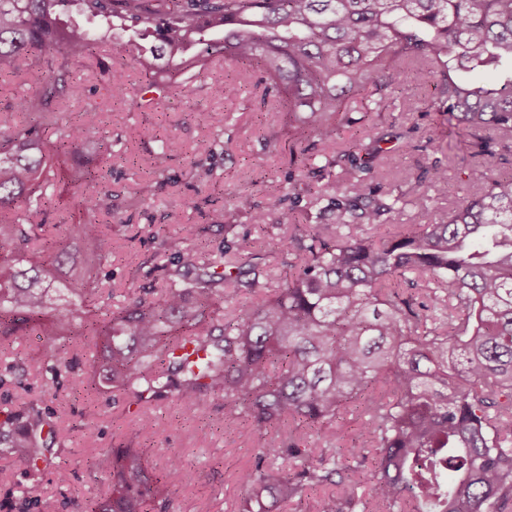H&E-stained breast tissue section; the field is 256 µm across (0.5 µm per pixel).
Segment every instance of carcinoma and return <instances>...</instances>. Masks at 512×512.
<instances>
[{"instance_id": "1", "label": "carcinoma", "mask_w": 512, "mask_h": 512, "mask_svg": "<svg viewBox=\"0 0 512 512\" xmlns=\"http://www.w3.org/2000/svg\"><path fill=\"white\" fill-rule=\"evenodd\" d=\"M67 0H0V73L36 71L18 108L56 123L63 91L82 97L74 61L94 45L80 25L59 22ZM154 38L138 58L137 92L114 98L149 106L194 84L214 56L241 68L219 87L237 96L261 73L266 94L313 137L353 139L325 160L328 188L299 209L307 227L259 244L204 254L178 250L160 288L112 302L95 270L112 237L94 214L110 211L107 168L74 163L82 217L69 235L87 245L81 263L37 220L61 171L96 131V109L54 141L0 110V344L45 336L28 369L55 382L66 342L91 350L78 378L90 392L107 382L143 409L159 396L189 413L214 395L224 423L263 440L241 472L240 512H270L314 491L340 487L321 512H509L512 509V175L490 166L512 156V0H81ZM410 68L433 85L427 107L448 114V134L466 137L469 160L431 167L430 187L448 192V169L464 196L439 220L393 224L407 205L429 213L420 181H383L399 146L372 123L381 101L352 117L359 95L384 94ZM495 74L489 83L472 74ZM285 196L271 194L251 221L267 224ZM388 225L368 235L365 227ZM289 254L288 271L266 261ZM67 291L59 307L52 294ZM324 445L312 455L309 439ZM0 443L39 482L63 444L36 399L6 413ZM97 466L111 494L88 512H167L168 489L193 476L177 456L152 474L140 448H114Z\"/></svg>"}]
</instances>
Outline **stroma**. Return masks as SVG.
I'll list each match as a JSON object with an SVG mask.
<instances>
[{"label":"stroma","instance_id":"stroma-1","mask_svg":"<svg viewBox=\"0 0 512 512\" xmlns=\"http://www.w3.org/2000/svg\"><path fill=\"white\" fill-rule=\"evenodd\" d=\"M63 18L90 28L97 38L92 51L73 67L87 93L81 98L62 96L58 121L77 120L92 105L99 109L98 131L82 160L112 166L106 180L112 210L98 214L96 221L112 229V256L100 266L99 280L102 287L113 289L115 300H127L135 289L162 283L175 258L172 250L162 247V240L198 236L212 252L224 245L225 225H234L239 236L253 233L250 209L270 191L286 196L271 223H292L293 199L316 186L314 170L322 165L327 148L313 146L309 134L289 135L291 117L259 110L253 89L235 98L214 94L213 84L231 78L236 64L215 59L193 86L173 89L153 109L144 110L130 98L108 99L105 88L114 82L131 89L144 85L145 75L133 59L150 47V38L113 33L110 24L88 18L76 4ZM430 92L413 73H406L400 89L385 99L378 120L381 133L410 139L411 149L397 153L392 167L413 177L426 174L434 160L448 158L447 116L424 109ZM158 133L172 138L176 148L168 154L162 182L154 184L152 197L144 200L139 192L150 176ZM295 141L308 145L306 162L292 161L289 148ZM198 164L211 169L210 184L194 178ZM215 208L223 209V224L211 222ZM45 346V337L33 334L20 346L0 348V411L17 409L30 398L41 399L65 442L66 473L45 471L36 490L28 491L24 465L0 447V512H12V503L26 496L36 500L29 512H85L87 499L110 492L108 477L95 460L112 448L143 449L156 471L171 455L180 457L194 479L171 487V512H238L245 491L237 475L253 464L259 443L242 437L236 427L225 426L223 399L210 398L193 417L184 415L175 399L153 402L146 414L153 418L155 432L137 436L129 430L133 410L112 389L86 394L75 389L72 373L63 375L61 386L55 388L32 372L20 379L4 372V364L38 355Z\"/></svg>","mask_w":512,"mask_h":512}]
</instances>
